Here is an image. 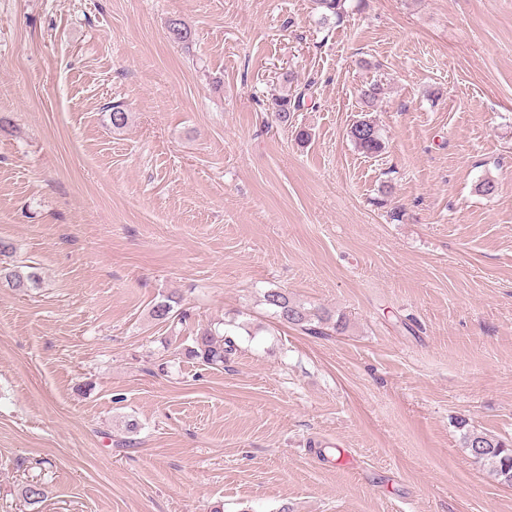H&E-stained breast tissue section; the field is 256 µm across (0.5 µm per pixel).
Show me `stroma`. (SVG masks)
Instances as JSON below:
<instances>
[{
  "mask_svg": "<svg viewBox=\"0 0 512 512\" xmlns=\"http://www.w3.org/2000/svg\"><path fill=\"white\" fill-rule=\"evenodd\" d=\"M0 116V512H512V0H0ZM304 95V91H300L296 92L294 96H292V94L291 96L285 94L274 98L271 103V112L275 119L281 123H287L290 117L291 109L294 111L301 106ZM349 136L354 144L366 154H375L382 149L379 131L368 120L354 123L350 128ZM22 268L26 269L23 270ZM2 277L11 288L19 291L39 288L43 282L39 267L35 266L12 265V267H6L0 265V279H2ZM264 304L272 310L274 317L283 324L292 325L302 331L323 334V325L330 323L329 315L311 312L293 303L288 292L282 289H269L263 294ZM316 322V325H315ZM219 325L204 329L199 336H196L193 346L185 349L188 359L195 360L206 367H224V363L235 354L237 345L229 337L232 336L229 330L221 331ZM462 438L464 448L476 463L486 467L498 482L512 485V442L478 429L466 430Z\"/></svg>",
  "mask_w": 512,
  "mask_h": 512,
  "instance_id": "obj_1",
  "label": "stroma"
}]
</instances>
